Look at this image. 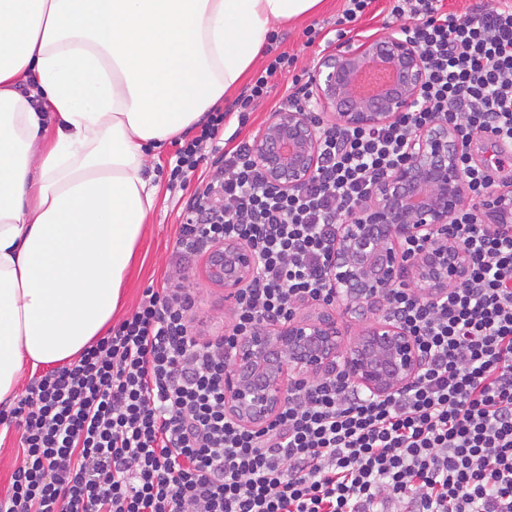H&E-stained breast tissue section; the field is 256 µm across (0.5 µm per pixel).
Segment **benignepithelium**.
<instances>
[{
  "mask_svg": "<svg viewBox=\"0 0 512 512\" xmlns=\"http://www.w3.org/2000/svg\"><path fill=\"white\" fill-rule=\"evenodd\" d=\"M387 68L389 86L361 94L360 79ZM426 63L419 46L396 26L361 42L345 41L317 59L310 71L309 97L333 124L351 129L387 124L419 96ZM321 131L305 108L272 115L253 136L252 154L267 181L288 193L315 173ZM455 127L436 121L412 136L405 161L377 178L366 202L337 236L330 272L336 298L356 318L388 288H420L428 296L465 282L469 255L448 235V224L466 199ZM481 224L512 234V192L502 190L481 203ZM423 249L410 258L408 243ZM258 255L237 240L215 242L207 276L224 286L234 304L254 278ZM422 359L413 337L397 322L374 321L351 345L327 305L306 317L270 323L238 338L224 363V412L238 424L258 429L281 409L291 381L342 372L374 396H386L411 382Z\"/></svg>",
  "mask_w": 512,
  "mask_h": 512,
  "instance_id": "7a95c632",
  "label": "benign epithelium"
}]
</instances>
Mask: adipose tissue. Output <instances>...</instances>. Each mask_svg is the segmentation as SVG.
Segmentation results:
<instances>
[{
  "instance_id": "obj_1",
  "label": "adipose tissue",
  "mask_w": 512,
  "mask_h": 512,
  "mask_svg": "<svg viewBox=\"0 0 512 512\" xmlns=\"http://www.w3.org/2000/svg\"><path fill=\"white\" fill-rule=\"evenodd\" d=\"M322 2L0 0V402L111 322L157 193L149 148L198 124L275 25Z\"/></svg>"
}]
</instances>
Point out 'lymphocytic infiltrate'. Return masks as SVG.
Masks as SVG:
<instances>
[{"instance_id":"f902f5d3","label":"lymphocytic infiltrate","mask_w":512,"mask_h":512,"mask_svg":"<svg viewBox=\"0 0 512 512\" xmlns=\"http://www.w3.org/2000/svg\"><path fill=\"white\" fill-rule=\"evenodd\" d=\"M388 2L426 58L422 91L387 125L326 129L317 171L298 189L271 187L246 138L213 173L198 171L228 116L246 125L271 81L290 73L288 51L175 140L171 182L199 174L180 260L224 239L261 258L233 326L199 341L190 293L145 288L130 316L0 411L19 448L0 512H512V236L482 228L477 206L502 166L470 151L476 138L512 145V0L459 15L444 0ZM436 120L461 137L469 202L448 231L471 266L436 299L391 288L381 300L418 344V375L385 397L339 374L308 378L266 426H241L224 412L226 352L305 303L335 302L337 230L404 161L413 130Z\"/></svg>"}]
</instances>
